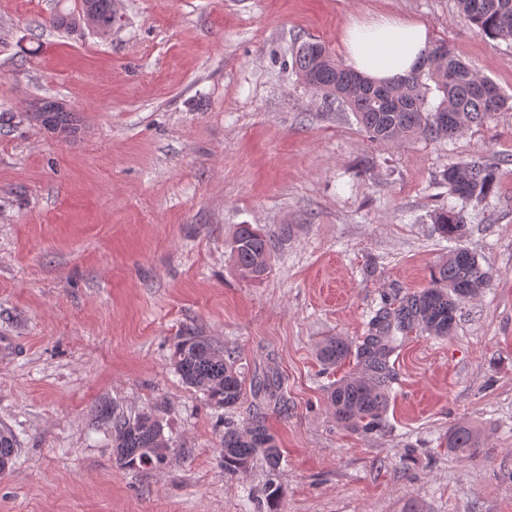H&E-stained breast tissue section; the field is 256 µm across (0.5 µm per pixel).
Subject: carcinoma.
<instances>
[{
	"label": "carcinoma",
	"mask_w": 512,
	"mask_h": 512,
	"mask_svg": "<svg viewBox=\"0 0 512 512\" xmlns=\"http://www.w3.org/2000/svg\"><path fill=\"white\" fill-rule=\"evenodd\" d=\"M460 14L479 32L495 39L512 41V0H457ZM84 11L105 23L98 34L107 35L106 22L114 12V0H84ZM293 68L298 79L330 107L341 103L357 122L379 143H394L416 136L447 140L471 124H483L505 109L508 98L493 81L481 77L450 51L426 68H418L391 83L376 84L356 70L336 60L328 47L317 40L303 43L296 51ZM439 101H429L431 89ZM43 121L67 127L73 113L62 111L54 101H43L36 109ZM448 187V197L464 203H481L490 195L496 168L471 160L451 163L439 175ZM441 237L456 240L463 236L467 217L454 205L433 217ZM275 243L260 228L239 224L230 245V255L238 274L261 280L267 274ZM493 285V275L484 269L474 253L455 248L435 268L430 285L404 297L394 307L380 308L369 321L368 336L352 347L341 336H329L318 346L324 366L331 368L355 355L363 374L340 380L328 393L336 421L353 431L372 432L381 428L393 380L390 356L396 349V333L418 329L437 338L448 336L456 323L459 305ZM171 366L181 382L204 394L216 408L233 412L244 403L246 383L232 353L211 338L185 333L177 338ZM253 404L249 424L241 429L224 422V440L219 449L224 472L234 474L262 456L270 470L279 468L281 450L265 426L267 411L284 406L280 382L264 375L251 382ZM112 421L115 463L122 469L149 475L162 469L168 459L170 438L160 417L144 413L127 418L103 409ZM483 432L467 423L448 430V451L473 458L479 454ZM17 449L8 429H0V472L10 465ZM279 489L270 482L257 512H278Z\"/></svg>",
	"instance_id": "cac0c4a2"
}]
</instances>
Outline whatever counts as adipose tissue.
<instances>
[{
	"label": "adipose tissue",
	"instance_id": "ef3b65f1",
	"mask_svg": "<svg viewBox=\"0 0 512 512\" xmlns=\"http://www.w3.org/2000/svg\"><path fill=\"white\" fill-rule=\"evenodd\" d=\"M429 42L424 23L385 15L352 21L345 31V48L354 69L377 83L411 73Z\"/></svg>",
	"mask_w": 512,
	"mask_h": 512
}]
</instances>
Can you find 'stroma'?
<instances>
[{
	"mask_svg": "<svg viewBox=\"0 0 512 512\" xmlns=\"http://www.w3.org/2000/svg\"><path fill=\"white\" fill-rule=\"evenodd\" d=\"M78 0H0V426L17 440L0 512H512V108L452 139L372 141L291 68L304 41L346 61L352 19L427 23L512 97V42L479 34L456 0H116L109 36L52 26ZM68 104L75 129L30 102ZM495 164L488 205L458 242L432 213L448 164ZM240 224L285 237L261 281L241 278ZM496 281L448 337H403L385 417L339 424L328 336L362 342L382 306L426 288L453 246ZM192 330L246 379L276 374L286 410L266 424L282 460L225 473L221 410L181 383L172 341ZM157 411L164 470L117 468L103 407ZM480 427L468 459L442 440Z\"/></svg>",
	"mask_w": 512,
	"mask_h": 512,
	"instance_id": "stroma-1",
	"label": "stroma"
}]
</instances>
